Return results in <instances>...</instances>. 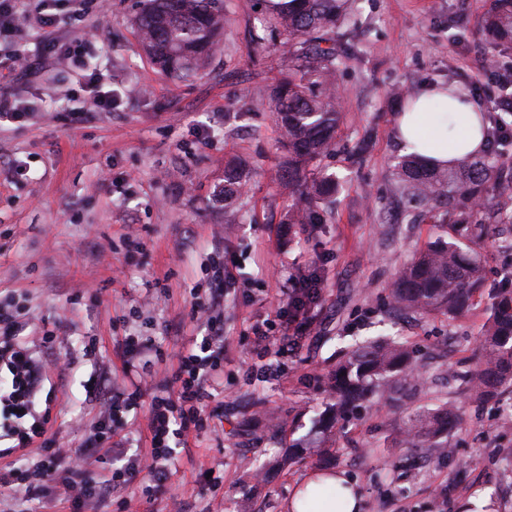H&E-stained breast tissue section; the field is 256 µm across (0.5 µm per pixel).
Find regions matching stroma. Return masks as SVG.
Masks as SVG:
<instances>
[{"label":"stroma","mask_w":512,"mask_h":512,"mask_svg":"<svg viewBox=\"0 0 512 512\" xmlns=\"http://www.w3.org/2000/svg\"><path fill=\"white\" fill-rule=\"evenodd\" d=\"M488 4L357 0L358 58L336 88L343 120L333 153L317 164L339 179L322 224L284 222L290 197L275 180L283 136L267 97L280 53L255 48L261 0H224L222 46L188 79L166 77L145 56L137 0H101L83 21L31 36L30 55L47 59L39 73L0 68V84L41 112L33 125L0 123V293L32 327L57 330L52 351L69 367L46 382L38 410L60 445L78 447L95 426L85 392L98 373L95 354L119 380L126 337H152L159 352L149 382L168 386L179 354L200 334L191 289L208 288L215 257L229 272L209 428L177 448L166 489L141 474L86 500L83 512H289L296 490L323 469L350 478L361 512H463L481 494L495 512H512V393L479 402L458 378L475 367L491 297L476 296L463 318H422L392 313L387 288L434 233L389 175L401 155L396 92L454 84L494 111L496 84L471 76L490 53L498 73L511 74L512 47L485 42L478 22ZM459 16L465 27H453ZM58 42L81 46L121 91L117 106L90 110L84 79L49 59ZM232 160L252 171L237 224L225 223L215 195ZM493 228L495 244L482 249L487 285L512 289V220L497 216ZM295 274L321 280L306 312L313 331L287 352L272 349L277 376L246 375L256 362L249 326L275 314L282 281ZM380 336L418 350L414 405L459 408L450 455L397 447L404 416L383 402L328 433L317 429L338 352ZM219 465L224 487L214 494L203 470Z\"/></svg>","instance_id":"stroma-1"}]
</instances>
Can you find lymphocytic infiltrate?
<instances>
[{"label": "lymphocytic infiltrate", "mask_w": 512, "mask_h": 512, "mask_svg": "<svg viewBox=\"0 0 512 512\" xmlns=\"http://www.w3.org/2000/svg\"><path fill=\"white\" fill-rule=\"evenodd\" d=\"M80 2V9L66 16L52 12L47 0H0V26L10 27L24 38L32 31L54 28L81 17L82 6L91 0ZM214 283L208 296L194 297L191 303L192 318L202 322L205 334L197 348L181 353L171 374L170 387L146 390L135 383L118 388L107 379L97 380L92 390L102 396L98 422L77 448L57 447L55 439L48 437L45 425L34 421V407L49 378L48 363L28 345L23 335L26 325L20 321L18 311L0 302V363L9 372L4 400L7 409L13 412L12 436L16 447L35 444L42 451L32 468L22 472L9 468L0 475V483L20 481L25 495L30 497L55 493L57 499L69 503L71 512H80L83 499L100 496L106 487L131 483L143 470L149 472L155 487H165L172 474L175 448L207 424L205 403L218 382L224 360V317L220 309L223 270H216ZM280 293L284 304L275 317L257 319L250 327L253 352L260 359L270 351L271 331H279L285 339L290 334L303 335L310 330V323L301 318L303 297L308 294L319 298L321 290L315 287L307 291L295 284L281 288ZM143 396L150 399V446L145 458L130 459L103 471L93 470V463L115 448L118 432L125 430L123 413L130 401Z\"/></svg>", "instance_id": "lymphocytic-infiltrate-1"}]
</instances>
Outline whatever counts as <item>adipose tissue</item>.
I'll return each instance as SVG.
<instances>
[{
  "instance_id": "ef3b65f1",
  "label": "adipose tissue",
  "mask_w": 512,
  "mask_h": 512,
  "mask_svg": "<svg viewBox=\"0 0 512 512\" xmlns=\"http://www.w3.org/2000/svg\"><path fill=\"white\" fill-rule=\"evenodd\" d=\"M481 111L456 86H430L406 100L395 122L396 140L403 153L417 154L443 164L463 153H481Z\"/></svg>"
}]
</instances>
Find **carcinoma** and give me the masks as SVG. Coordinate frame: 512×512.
I'll list each match as a JSON object with an SVG mask.
<instances>
[{
	"instance_id": "carcinoma-1",
	"label": "carcinoma",
	"mask_w": 512,
	"mask_h": 512,
	"mask_svg": "<svg viewBox=\"0 0 512 512\" xmlns=\"http://www.w3.org/2000/svg\"><path fill=\"white\" fill-rule=\"evenodd\" d=\"M347 14V0H291L265 23L270 32L287 35L282 78L270 98L287 151L279 182L292 197L290 224L323 223L322 203L335 191L330 177L309 178L307 172L314 160L331 151L341 119L333 87L351 60L355 34L344 26ZM135 25L143 50L160 73L190 76L208 62L224 34V0H142ZM481 28L492 43L512 44V0H492ZM392 176L403 198L441 216L437 237L418 249L392 280V306L421 317L464 314L485 283L484 261L473 244L486 242L491 233L477 219L476 202L494 201L499 211H506L512 202V174L495 170L487 156L465 154L451 168L406 157L394 166ZM247 186L241 165H224V223H237L235 207ZM478 355V369L464 379L470 395L480 400L512 383L511 288L496 294L495 308L478 337ZM416 370L414 349L393 339L343 353L326 377L334 406L320 420V429L330 431L373 397L401 407L413 389ZM457 418L448 407L416 410L401 428L397 447L437 448L449 454L448 432Z\"/></svg>"
}]
</instances>
